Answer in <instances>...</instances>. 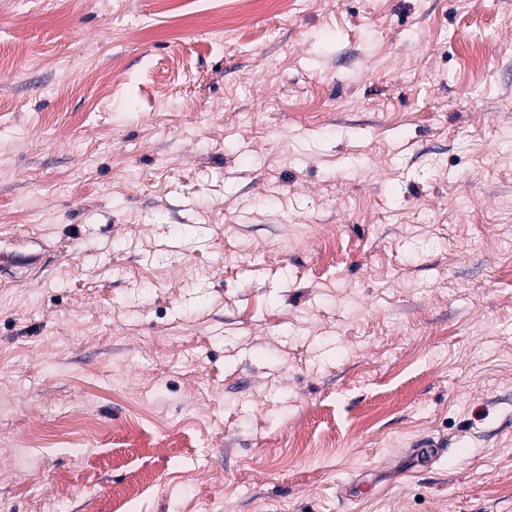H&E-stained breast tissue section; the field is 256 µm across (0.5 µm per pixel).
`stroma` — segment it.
I'll list each match as a JSON object with an SVG mask.
<instances>
[{
  "label": "stroma",
  "instance_id": "35a3bbf8",
  "mask_svg": "<svg viewBox=\"0 0 512 512\" xmlns=\"http://www.w3.org/2000/svg\"><path fill=\"white\" fill-rule=\"evenodd\" d=\"M227 2L0 0V512H512V0Z\"/></svg>",
  "mask_w": 512,
  "mask_h": 512
}]
</instances>
